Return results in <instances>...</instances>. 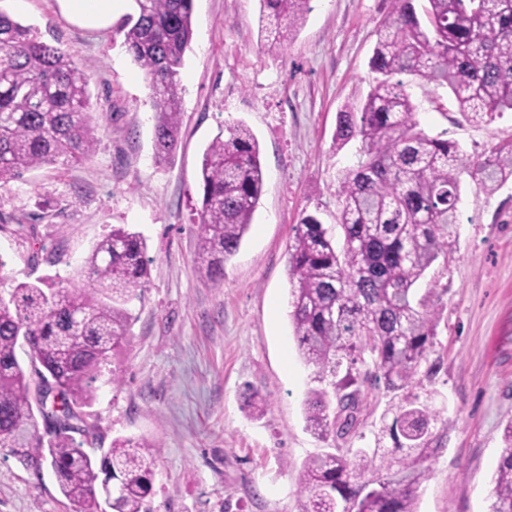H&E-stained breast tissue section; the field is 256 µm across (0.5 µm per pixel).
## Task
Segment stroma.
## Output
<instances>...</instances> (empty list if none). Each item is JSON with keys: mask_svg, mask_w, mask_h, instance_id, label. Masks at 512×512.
<instances>
[{"mask_svg": "<svg viewBox=\"0 0 512 512\" xmlns=\"http://www.w3.org/2000/svg\"><path fill=\"white\" fill-rule=\"evenodd\" d=\"M0 11L60 45L88 79L98 125L93 155L45 166L0 190V291L52 278L79 282V267L115 225L143 235L150 283L135 319L104 366L90 408L99 428L89 453L113 438L156 442L153 512H298L301 464L322 450L306 428L313 372L300 358L288 317V246L302 214L335 224L338 178L356 143L336 147L337 114L360 106L387 0H314L282 50L260 33L259 0H194L193 40L180 70L181 140L171 162L154 160L153 112L143 71L118 28L89 31L58 0H0ZM407 89L426 133L447 135L471 158L512 139V112L466 120L444 89ZM256 136L265 186L238 252L213 285L196 270L194 220L204 149L225 121ZM458 243L422 282L439 317L422 381L447 404L440 447L419 489V512H489L503 432L512 422V184L486 194L464 179ZM50 260H33L38 248ZM360 426L345 445L373 443L389 396L372 363L359 365ZM118 374V383L108 375ZM267 401L260 418L250 394ZM0 512H74L50 471L0 453Z\"/></svg>", "mask_w": 512, "mask_h": 512, "instance_id": "35a3bbf8", "label": "stroma"}]
</instances>
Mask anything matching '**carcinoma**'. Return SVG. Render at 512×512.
Returning <instances> with one entry per match:
<instances>
[{
	"label": "carcinoma",
	"instance_id": "1",
	"mask_svg": "<svg viewBox=\"0 0 512 512\" xmlns=\"http://www.w3.org/2000/svg\"><path fill=\"white\" fill-rule=\"evenodd\" d=\"M133 2L124 46L150 91L155 160L168 162L182 125L178 76L194 0ZM311 2L260 0L265 40L286 48ZM369 67L377 77L365 102L338 113L334 135L340 148L359 143L339 178L342 247L316 216H302L288 246L290 318L301 358L322 384L307 400L310 431L324 440L357 431L356 364L366 351L376 382L392 393L391 423L374 434L372 448L306 458L298 512H418L417 491L439 449V412L435 393L413 392L438 324L417 284L454 249L463 178L489 195L512 182V141L469 160L457 143L421 128L403 80L449 90L473 121L512 112V0H390ZM88 105L87 78L70 55L0 11V189L35 168L89 158L96 138ZM199 187L197 272L218 286L264 187L249 127L224 122L204 151ZM146 251L139 233L114 227L83 260L82 284L43 288L40 280L0 295V451L36 471L48 466L75 512H103L99 480L114 488L112 512H152L158 444L117 437L96 457L74 438L96 437L86 408L129 333V303L148 288ZM493 483L489 512H512V422Z\"/></svg>",
	"mask_w": 512,
	"mask_h": 512
}]
</instances>
